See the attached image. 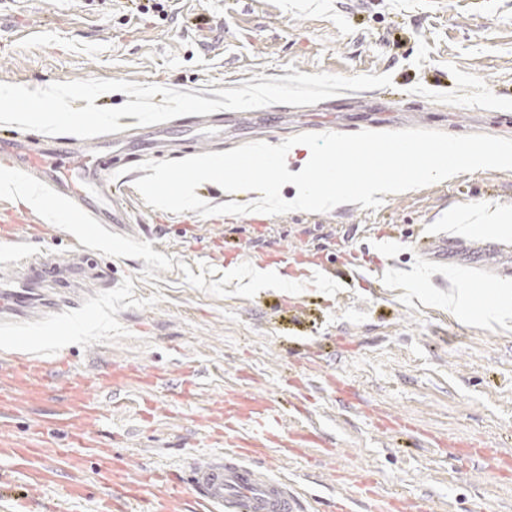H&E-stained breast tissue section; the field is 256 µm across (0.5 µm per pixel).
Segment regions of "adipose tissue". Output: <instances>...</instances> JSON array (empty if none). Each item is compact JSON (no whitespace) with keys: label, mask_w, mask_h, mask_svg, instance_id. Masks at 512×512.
Returning a JSON list of instances; mask_svg holds the SVG:
<instances>
[{"label":"adipose tissue","mask_w":512,"mask_h":512,"mask_svg":"<svg viewBox=\"0 0 512 512\" xmlns=\"http://www.w3.org/2000/svg\"><path fill=\"white\" fill-rule=\"evenodd\" d=\"M328 145L334 159L330 165L313 152H301L299 144L288 142L273 148L255 147L243 158L234 155L221 161H190L181 171L165 169L146 183L145 188L162 201L175 199L188 207L192 204L191 184L220 182L225 190L240 195L251 187V172L264 170L273 180H285L294 186L292 195L277 197V205L305 211L338 207L348 196L374 200L407 193L426 180L450 181L463 165L473 170L512 165V146L506 144L487 142L461 149L454 144L434 148L411 141L397 152V167L381 166L370 176L349 186L345 183V166L360 156L358 142L332 138Z\"/></svg>","instance_id":"obj_1"}]
</instances>
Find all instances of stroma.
<instances>
[{
	"label": "stroma",
	"instance_id": "1",
	"mask_svg": "<svg viewBox=\"0 0 512 512\" xmlns=\"http://www.w3.org/2000/svg\"><path fill=\"white\" fill-rule=\"evenodd\" d=\"M290 65L392 84L307 109L269 105L261 126L228 124L219 136L181 116L164 124L178 154L116 133L112 182L135 234L93 225L46 190L28 211L0 187V209L14 211L0 288L27 274L22 248L75 281L42 283L53 306L0 323V348L19 337L22 351L69 358L77 374L112 363L164 379L155 391L123 388L122 407L94 429L132 469L205 462L219 450L207 439L218 404L263 396L281 402L285 431L314 428L335 444L333 456L312 444L278 464L319 512L355 494L337 482L340 468L370 472L386 496L428 497L433 512H512V471L469 458L474 444L512 453V315L486 323L448 307L456 288L482 304L492 289L512 291L497 274L512 258L482 250L512 244V223L478 221L492 209L512 216V167H464L447 183L311 212L276 207L264 171L242 199L198 183L190 210L142 190L158 168L260 144L375 134L386 155L407 139L512 145V0H172L163 18L130 0H0V83L124 79L208 99ZM33 218L53 236L27 237ZM444 236L467 249L421 256V238ZM75 238L107 275L79 272ZM283 252L281 281L253 286L254 269ZM180 378L196 383L195 399Z\"/></svg>",
	"mask_w": 512,
	"mask_h": 512
}]
</instances>
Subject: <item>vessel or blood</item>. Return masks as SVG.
I'll return each mask as SVG.
<instances>
[{"label": "vessel or blood", "instance_id": "b4317fda", "mask_svg": "<svg viewBox=\"0 0 512 512\" xmlns=\"http://www.w3.org/2000/svg\"><path fill=\"white\" fill-rule=\"evenodd\" d=\"M0 163L32 173L39 185L55 190L60 199L85 202L86 188L97 198L95 214L119 228L129 225L123 202L107 185L112 155L105 146L77 155L70 146L35 149L20 138L0 141ZM132 370L116 366L84 378L73 376L63 358L41 359L0 351V485L21 479L28 491L11 512H29L35 496L65 484L66 496L54 512H70L84 496L81 451L89 447L86 430L101 409L98 393H120ZM49 407L25 434L15 431L16 420ZM277 401H259L250 411L225 407L216 417L214 432L224 452L192 467L187 479L167 471L141 467L117 475L96 503V512H114L116 503L134 508L149 501L153 512H177L191 503L192 512H306V497L277 476L275 460L292 454L295 436L282 433ZM341 480L353 483L367 512H431L426 499L404 502L383 497L369 474L347 470Z\"/></svg>", "mask_w": 512, "mask_h": 512}]
</instances>
